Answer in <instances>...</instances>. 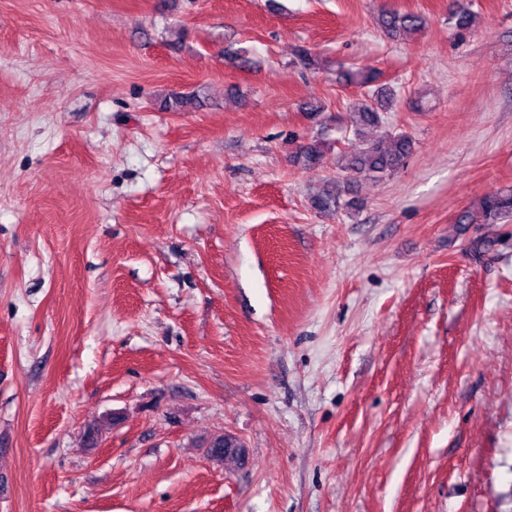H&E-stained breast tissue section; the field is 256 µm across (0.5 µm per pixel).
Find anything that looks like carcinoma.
<instances>
[{"mask_svg":"<svg viewBox=\"0 0 512 512\" xmlns=\"http://www.w3.org/2000/svg\"><path fill=\"white\" fill-rule=\"evenodd\" d=\"M476 14L470 9L467 0H449L448 24L459 32L469 30L474 26ZM379 25L389 32H417L422 27L420 16L413 13H399L391 9H383L378 15ZM345 80L356 84L364 91L352 104L354 133L361 138V145L348 151L336 154V162L340 167L355 174H365L376 181L390 176L411 153L413 140L405 132L386 131L377 138L364 137L365 130H377L384 125L386 107L383 99H392L393 93L386 96L370 88L374 76L370 72L345 73ZM200 105V95L190 92L173 96L166 101V107L173 112H182ZM327 144L315 141L298 147L295 161L304 169L318 167L323 159ZM312 205L319 212L336 210L338 202L336 193L323 191L312 197ZM478 209L486 224L512 223V189L500 190L484 195L478 202ZM241 447L240 441L231 435L218 434L208 443L210 457L225 463L236 460V456L227 453L229 448Z\"/></svg>","mask_w":512,"mask_h":512,"instance_id":"cac0c4a2","label":"carcinoma"}]
</instances>
